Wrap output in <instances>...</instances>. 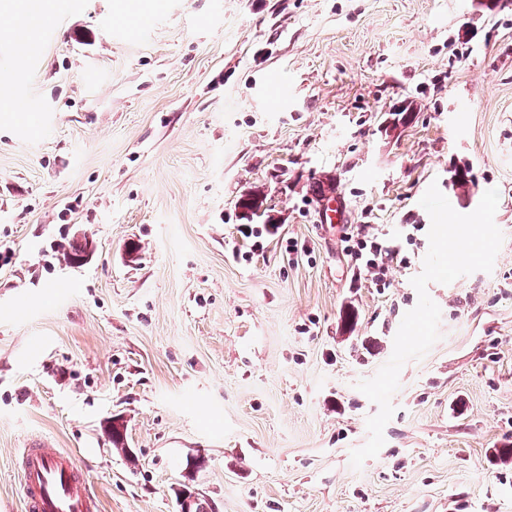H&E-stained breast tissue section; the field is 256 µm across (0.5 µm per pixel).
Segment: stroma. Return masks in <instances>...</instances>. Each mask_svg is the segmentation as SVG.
<instances>
[{"instance_id": "35a3bbf8", "label": "stroma", "mask_w": 512, "mask_h": 512, "mask_svg": "<svg viewBox=\"0 0 512 512\" xmlns=\"http://www.w3.org/2000/svg\"><path fill=\"white\" fill-rule=\"evenodd\" d=\"M24 4L0 0V512L33 438L74 453L100 512H178L185 488L207 512H512V6L52 0L48 33ZM434 182L462 214L498 188L504 242L492 272L429 284L440 338L356 470L377 411L356 384L417 304ZM256 187L281 228L255 251ZM359 224L411 256L390 288L342 249Z\"/></svg>"}]
</instances>
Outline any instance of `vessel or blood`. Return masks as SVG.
<instances>
[{"instance_id": "1", "label": "vessel or blood", "mask_w": 512, "mask_h": 512, "mask_svg": "<svg viewBox=\"0 0 512 512\" xmlns=\"http://www.w3.org/2000/svg\"><path fill=\"white\" fill-rule=\"evenodd\" d=\"M20 496L24 512H100L75 456L29 440L21 451Z\"/></svg>"}]
</instances>
